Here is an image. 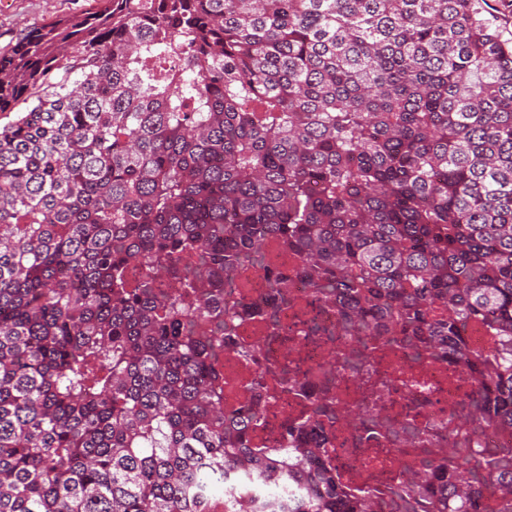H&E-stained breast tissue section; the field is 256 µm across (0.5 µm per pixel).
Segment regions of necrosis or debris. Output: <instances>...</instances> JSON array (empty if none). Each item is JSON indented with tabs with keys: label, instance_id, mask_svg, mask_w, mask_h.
<instances>
[{
	"label": "necrosis or debris",
	"instance_id": "4bbe7bcc",
	"mask_svg": "<svg viewBox=\"0 0 512 512\" xmlns=\"http://www.w3.org/2000/svg\"><path fill=\"white\" fill-rule=\"evenodd\" d=\"M288 304L278 308L272 325L261 328L243 321L230 333L245 344H258L274 360H287L291 379L288 384L271 381L268 406L256 436L262 447L276 445L285 423L303 420L308 402L322 394L323 388L313 375L336 351L350 349L351 343L340 338L314 336L308 331L310 321L332 327L337 322L334 308L311 295L304 281H291ZM255 364L240 360L233 353L224 355V405L238 414L249 413L255 397L249 381ZM474 389L472 377L464 370L435 357L419 366L402 365L398 378L385 389L383 406L394 408L400 419H418L425 424V446L437 449L448 442V421L459 404ZM330 448L328 459L337 477L354 494L374 490L384 492L398 482L399 471L392 460L398 452L395 444L378 439L362 442L357 430L344 420L323 434Z\"/></svg>",
	"mask_w": 512,
	"mask_h": 512
}]
</instances>
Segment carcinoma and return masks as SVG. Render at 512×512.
Returning a JSON list of instances; mask_svg holds the SVG:
<instances>
[{
    "label": "carcinoma",
    "mask_w": 512,
    "mask_h": 512,
    "mask_svg": "<svg viewBox=\"0 0 512 512\" xmlns=\"http://www.w3.org/2000/svg\"><path fill=\"white\" fill-rule=\"evenodd\" d=\"M0 51V512H382L305 441L224 411L246 268L478 381L450 448L381 411L406 474L388 512H512V49L498 0H96ZM23 111L17 112L18 104ZM136 263L140 277L127 268ZM493 342L472 345L471 326ZM488 427L497 448L479 450Z\"/></svg>",
    "instance_id": "obj_1"
}]
</instances>
